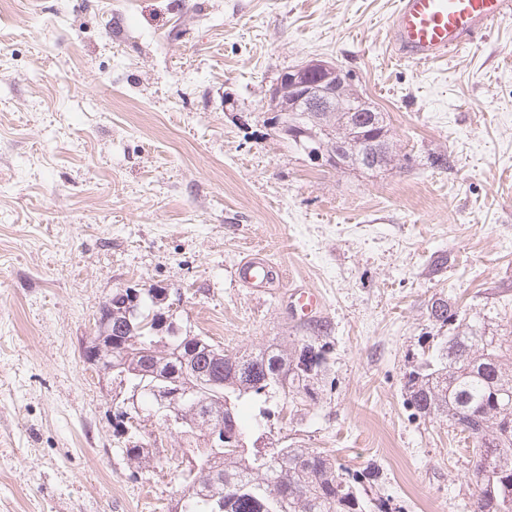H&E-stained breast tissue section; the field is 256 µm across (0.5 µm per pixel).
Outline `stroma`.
I'll list each match as a JSON object with an SVG mask.
<instances>
[{
    "mask_svg": "<svg viewBox=\"0 0 512 512\" xmlns=\"http://www.w3.org/2000/svg\"><path fill=\"white\" fill-rule=\"evenodd\" d=\"M395 2L0 0V512H171L181 434H117L128 388L82 357L112 293L151 287L179 334L324 345L314 400L238 403L251 437L332 456L365 512H466L469 441L405 383L453 331L436 298L512 332V18L420 65L395 56ZM312 57L407 167L340 172L275 135L265 94ZM251 250L322 312L243 287ZM289 288L292 289H289L288 299L300 319L312 318L323 308V298L318 291L297 284H291ZM458 313V308H456L447 299L440 297L432 301L429 318L435 322L436 325L444 327L457 321L459 317Z\"/></svg>",
    "mask_w": 512,
    "mask_h": 512,
    "instance_id": "stroma-1",
    "label": "stroma"
}]
</instances>
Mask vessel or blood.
Masks as SVG:
<instances>
[{"label":"vessel or blood","instance_id":"b4317fda","mask_svg":"<svg viewBox=\"0 0 512 512\" xmlns=\"http://www.w3.org/2000/svg\"><path fill=\"white\" fill-rule=\"evenodd\" d=\"M508 17H512V0H397L390 22L393 49L397 58L414 63L445 59ZM238 278L257 291L274 282L272 269L259 252L239 263ZM289 300L303 319L324 306L321 294L303 285H293Z\"/></svg>","mask_w":512,"mask_h":512}]
</instances>
